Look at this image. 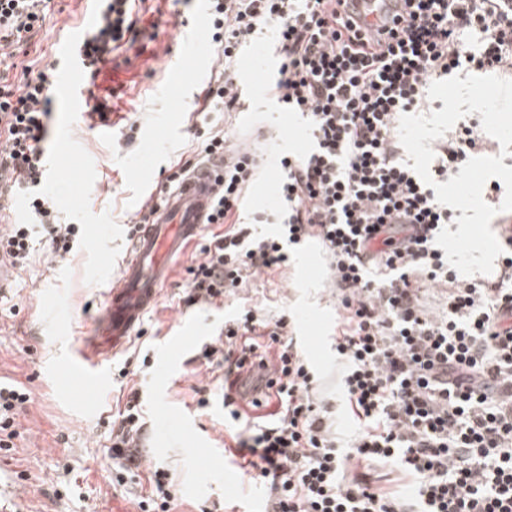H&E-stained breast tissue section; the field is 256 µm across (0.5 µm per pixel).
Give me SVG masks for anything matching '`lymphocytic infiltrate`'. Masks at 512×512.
Segmentation results:
<instances>
[{
	"instance_id": "f902f5d3",
	"label": "lymphocytic infiltrate",
	"mask_w": 512,
	"mask_h": 512,
	"mask_svg": "<svg viewBox=\"0 0 512 512\" xmlns=\"http://www.w3.org/2000/svg\"><path fill=\"white\" fill-rule=\"evenodd\" d=\"M51 0H0V51L28 42ZM137 0H99L82 43L87 68L140 41ZM345 0H209L206 38L218 75L205 111L241 100L238 50L270 31L278 50L268 88L281 111L306 117L312 142L280 158L277 230L249 232L240 220L257 164L211 132L207 154L222 153L224 187L214 197L211 234L188 269V304H215L250 277L288 264L291 247L314 240L336 290L335 349L342 401L355 428L336 430L329 404L288 330L246 312L224 325L225 348L206 344L205 365L224 373V417L244 414L233 391L247 355L278 374L251 401L252 424L233 435L248 480L265 486V512H512V214L497 220L504 249L496 274L462 276L437 247L455 210L439 204L401 153L402 114L420 109L434 81L454 71L512 75V0H402L400 11L367 29ZM55 66L12 79L0 70V184L39 186L53 111ZM480 122L460 121L435 149L431 175L446 182L468 158L492 151ZM31 224L0 234V259L26 264L32 226L69 252L82 232L59 223L52 195L30 205ZM130 397L110 437L114 470L141 430ZM390 466L412 491L373 484Z\"/></svg>"
}]
</instances>
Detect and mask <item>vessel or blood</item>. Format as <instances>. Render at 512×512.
<instances>
[{
	"label": "vessel or blood",
	"mask_w": 512,
	"mask_h": 512,
	"mask_svg": "<svg viewBox=\"0 0 512 512\" xmlns=\"http://www.w3.org/2000/svg\"><path fill=\"white\" fill-rule=\"evenodd\" d=\"M80 47L77 40L66 47L70 70L60 86L61 92L76 102L85 96ZM223 175L224 159L219 156L199 165L175 191L157 202L152 224L136 232L130 256L111 280L105 306L93 328L71 345L66 360L70 372L95 385L106 380L108 357L123 350L139 330L169 282L174 261L200 236Z\"/></svg>",
	"instance_id": "obj_1"
}]
</instances>
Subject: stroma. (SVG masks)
Here are the masks:
<instances>
[{
	"label": "stroma",
	"mask_w": 512,
	"mask_h": 512,
	"mask_svg": "<svg viewBox=\"0 0 512 512\" xmlns=\"http://www.w3.org/2000/svg\"><path fill=\"white\" fill-rule=\"evenodd\" d=\"M161 8L158 37L148 54L116 57L86 87V106L109 99L108 123L92 122L53 92V122L45 144L48 187L58 192V220L85 231L71 251L48 262V236L36 231L26 267L0 285V384L23 388L27 403L15 416V437L0 447V504L9 512H141L155 470L167 471L178 512H262L266 493L250 487L239 501L231 487L242 476L224 466V386L199 355L225 322L253 311L268 322L287 318L309 359L319 397L339 394L340 367L333 338L336 300L317 242L296 247L288 266L251 279L217 305L185 304L192 255L177 264L171 283L130 344L111 361L104 388L67 373L65 354L101 311L105 282L116 277L132 241V218L169 174L201 159L210 130L263 157L246 193L244 224L273 231L276 161L307 147L301 115L280 111L266 93L277 76L273 45L243 47L235 69L243 106L236 112L204 111V89L216 70L203 28L205 0H147ZM84 27L81 0H52L51 12L29 45L0 56L39 71H66L61 44ZM111 228L94 238L92 226ZM137 393L143 409L144 448L116 484L108 457L118 404ZM208 448L209 460L195 451Z\"/></svg>",
	"instance_id": "obj_1"
}]
</instances>
